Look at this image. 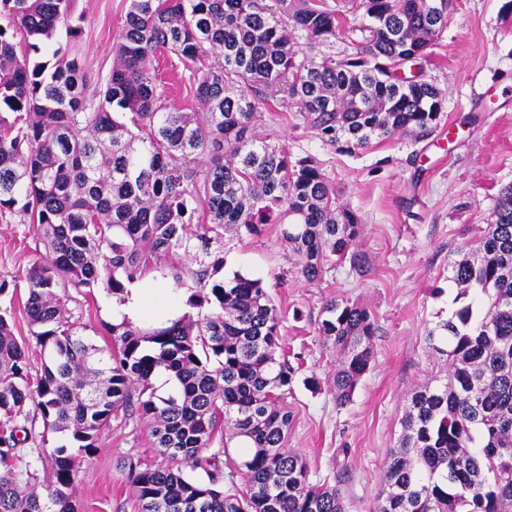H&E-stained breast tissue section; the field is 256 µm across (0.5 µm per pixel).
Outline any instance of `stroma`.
Segmentation results:
<instances>
[{"mask_svg":"<svg viewBox=\"0 0 512 512\" xmlns=\"http://www.w3.org/2000/svg\"><path fill=\"white\" fill-rule=\"evenodd\" d=\"M504 0H453L448 27L424 65L442 88L446 108L440 128L426 138L399 133L355 153L322 141L303 114L270 101L260 106L257 131L283 142L297 157H313L362 220L359 265L343 262L307 282L296 256L281 242L277 225L263 235L225 234L223 266L212 277L197 273L206 256H169L153 282L189 297L234 274L261 279L280 316L281 344L295 368L288 396L293 423L288 444L307 460L311 482H339L346 512H372L383 488L385 462L401 433L410 391L445 378L446 365L426 343L430 330L455 311L448 267L464 246L476 244L492 219L501 187L512 183V19L502 20ZM128 0H74L82 30L71 42L59 28L55 42L76 47L91 80L112 69V45ZM158 89L187 112L199 111L196 85L178 59L159 51ZM496 96H487V88ZM29 222L0 214V309L10 310L17 338L31 342L24 305L27 275L43 258ZM333 299L368 307L378 326L372 367L352 401L337 406L326 384L336 351L318 334L322 309ZM78 332L108 349L112 294L97 287L66 291ZM132 456L158 462L149 426L140 417L111 422L77 477L79 512H136L132 487L120 462Z\"/></svg>","mask_w":512,"mask_h":512,"instance_id":"obj_1","label":"stroma"}]
</instances>
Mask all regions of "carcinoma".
Returning a JSON list of instances; mask_svg holds the SVG:
<instances>
[{
	"mask_svg": "<svg viewBox=\"0 0 512 512\" xmlns=\"http://www.w3.org/2000/svg\"><path fill=\"white\" fill-rule=\"evenodd\" d=\"M450 5L129 0L112 71L91 95L76 55L57 48L54 62L38 61L13 42L20 32L38 53L61 24L78 38L72 0H0V107L16 113L0 121V210L29 218L46 251L28 273L24 309L47 356L30 378L28 345L0 310V512H78L71 488L100 432L136 413L165 460L124 462L138 512H345L339 485L311 483L305 458L288 447L292 366L277 358L280 320L260 280L216 282L191 296L197 314L159 326L114 323L108 353L77 334L64 296L100 284L120 295L166 256L210 254L227 228L258 237L278 225L309 281L356 261L361 219L314 158L256 135L257 106L281 98L346 153L374 137L431 135L446 97L422 62ZM358 10L352 52L338 59L344 18ZM160 49L197 82L202 114L158 92ZM449 280L459 308L427 336L448 378L412 392L376 512H512V183ZM324 313L318 331L339 354L329 384L343 406L370 370L378 327L347 300ZM159 369L177 382L166 394ZM219 426L249 442L237 465L242 488L224 489L228 448L212 447Z\"/></svg>",
	"mask_w": 512,
	"mask_h": 512,
	"instance_id": "1",
	"label": "carcinoma"
}]
</instances>
